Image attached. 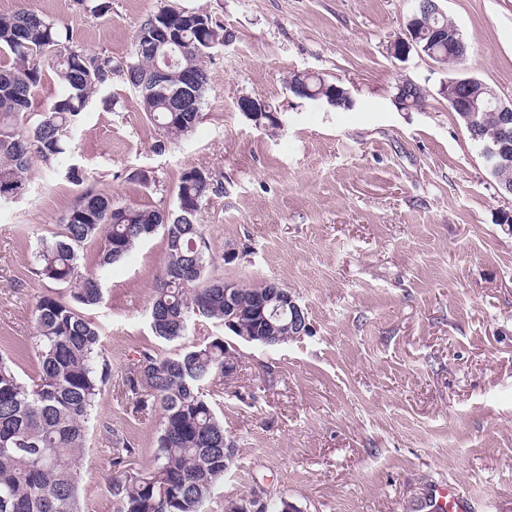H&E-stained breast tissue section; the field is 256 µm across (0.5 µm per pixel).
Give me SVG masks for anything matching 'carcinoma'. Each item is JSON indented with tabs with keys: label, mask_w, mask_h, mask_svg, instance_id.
Segmentation results:
<instances>
[{
	"label": "carcinoma",
	"mask_w": 512,
	"mask_h": 512,
	"mask_svg": "<svg viewBox=\"0 0 512 512\" xmlns=\"http://www.w3.org/2000/svg\"><path fill=\"white\" fill-rule=\"evenodd\" d=\"M167 30L169 42L157 49L154 33ZM454 25L441 14L421 18L419 42L436 47L434 62L451 63L444 52ZM222 37L203 11L163 8L142 21L129 61L76 49L68 33L43 16L20 8L0 14V201L24 189L33 156L64 166L65 178L80 188L73 207L57 232L40 238L33 253L34 274L69 292L44 294L35 305L39 337L38 380L19 379L11 358L0 354V512H80L77 457L85 447L86 425L112 376L100 349L97 327L83 310L102 303L100 276L138 243L163 232L167 263L157 276L150 307L153 333L166 341L187 336L193 315L224 321V280L207 276L212 260L204 225L198 216L210 191V176L192 167L181 176L173 211L146 209L116 202L88 184L85 172L71 162V133L94 95L121 72L135 90L142 111L159 132L154 149L191 133L198 124L209 84L206 58L211 43ZM167 83L187 96L188 110H176L169 91L150 90L156 67ZM64 87L55 101L31 116L32 99L46 72ZM290 85L323 94L339 108L350 101L340 86L313 75L293 73ZM424 89L413 84L398 94L403 109H418ZM479 145L496 146L503 138L499 112H478L474 119ZM503 191L512 184V159L490 166ZM104 240L97 270L79 271L81 247ZM270 283L237 285V298L251 303ZM288 316L242 319L240 334L266 336L263 346L292 339ZM224 338L189 347L173 357L143 355L126 379L131 400L145 405L151 398L161 409V428L153 464L145 471L125 469L112 477L109 491L118 512H201L224 478L235 452L204 387L224 376Z\"/></svg>",
	"instance_id": "obj_1"
}]
</instances>
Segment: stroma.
I'll return each mask as SVG.
<instances>
[{
  "instance_id": "1",
  "label": "stroma",
  "mask_w": 512,
  "mask_h": 512,
  "mask_svg": "<svg viewBox=\"0 0 512 512\" xmlns=\"http://www.w3.org/2000/svg\"><path fill=\"white\" fill-rule=\"evenodd\" d=\"M0 0L67 30L74 46L128 60L141 22L165 7L207 12L229 32L213 49L196 130L156 152L158 131L114 73L82 114L73 161L113 200L175 209L182 172L216 187L199 215L210 271L228 281L288 289L311 335L275 347L240 343L233 380L206 398L235 443V459L203 512L252 495L299 512H419L431 485L454 483L477 512H512V197L501 194L447 100L452 67L393 54L416 0ZM467 44L462 68L512 102V0H438ZM308 71L346 87L337 108L293 96L285 79ZM406 79L421 108L401 111ZM276 111L268 133L238 104ZM151 171L142 186L134 171ZM78 190L34 160L26 188L0 204V354L20 378L38 376L34 319L53 284L33 272L38 237L56 231ZM163 234L102 275L103 301L86 310L112 379L78 459L82 512H117L107 489L119 441L126 465L151 466L161 410H134L124 379L143 353L171 357L224 336L194 317L186 339L151 329Z\"/></svg>"
}]
</instances>
